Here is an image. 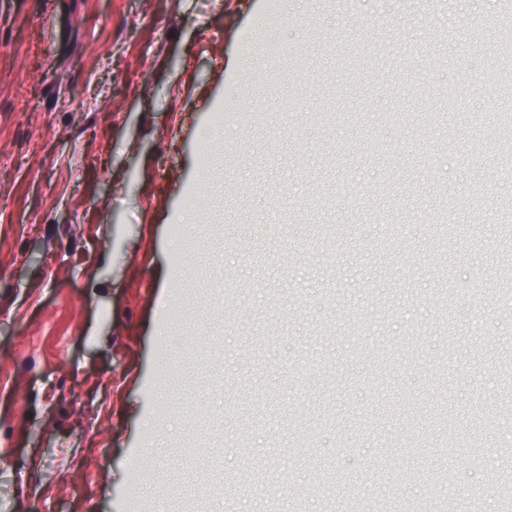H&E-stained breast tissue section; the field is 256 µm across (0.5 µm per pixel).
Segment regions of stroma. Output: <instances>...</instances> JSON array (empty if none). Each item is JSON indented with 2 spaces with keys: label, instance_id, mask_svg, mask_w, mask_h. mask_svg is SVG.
Wrapping results in <instances>:
<instances>
[{
  "label": "stroma",
  "instance_id": "35a3bbf8",
  "mask_svg": "<svg viewBox=\"0 0 512 512\" xmlns=\"http://www.w3.org/2000/svg\"><path fill=\"white\" fill-rule=\"evenodd\" d=\"M505 8L0 0V512H497L512 140L468 120Z\"/></svg>",
  "mask_w": 512,
  "mask_h": 512
}]
</instances>
